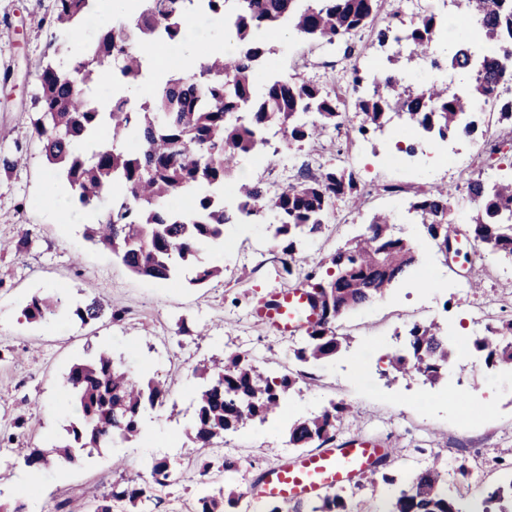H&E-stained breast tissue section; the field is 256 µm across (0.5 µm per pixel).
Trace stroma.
I'll list each match as a JSON object with an SVG mask.
<instances>
[{"label": "stroma", "instance_id": "stroma-1", "mask_svg": "<svg viewBox=\"0 0 512 512\" xmlns=\"http://www.w3.org/2000/svg\"><path fill=\"white\" fill-rule=\"evenodd\" d=\"M52 7L53 0H0V31L10 34L0 39V71L12 73L10 82L0 85V156L19 159L15 168L0 169V243L10 245L0 250V438L13 439L7 456H0V499L30 503L33 512H53L55 502L67 496L98 497L115 485L147 482L154 459L180 463L196 457L199 450L187 434L199 384L196 368L215 358L246 355L266 362L268 373H281L283 363L294 359L293 338L270 330L252 309L270 293L300 285L298 276L283 272L267 224L226 226L223 250L200 251L197 265L221 267L223 276L201 285L183 277L161 282L131 273L110 250L87 240L86 209L68 199L57 207L48 201L58 172L34 136L33 97L39 73L53 60L49 44L68 42L72 58L82 50L53 25ZM268 67L330 87L344 83L350 63L342 49L291 34L276 41ZM476 119V131L462 142L463 155L426 157L411 171L387 162L396 151L391 126L368 141L332 131L300 150L241 157L238 167L248 170L250 179L268 183L280 168L293 174L301 165H330L341 157L368 186L402 182L414 192L447 183L457 188L452 219L466 233L473 208L464 188L471 174L468 155L482 148L486 132L497 130L501 150L493 163L512 162V137L503 135L497 115L480 112ZM393 206V200L378 194L357 209L337 203L323 233L302 246V255L326 274L330 257L365 232L370 216ZM394 231L415 242L417 263L410 275L385 297L336 320L337 333L350 337L351 344L315 367L314 386L298 383L278 414L229 436L250 478L298 456L288 444V423L332 401L349 407L336 440L361 435L388 440L393 454L384 470L395 476L402 467L418 469L439 458L448 470V495L461 504L512 475V376L488 368L476 351L450 362L434 384L417 374L397 373L388 361L403 349L413 324L436 321L449 342L465 343L484 335L486 324L512 319V265L491 254L481 260H444L422 225L402 217ZM23 234L26 245L14 250ZM429 273L442 282L439 292L423 288ZM474 278L480 287L460 296L458 280ZM52 293L66 300L68 311L43 322L23 317L33 297ZM91 299L125 309L124 320L104 316L80 322L71 310ZM471 306L486 312L485 325L471 321ZM102 348L141 380L165 379L170 392L164 406L146 411L145 431L134 442L81 455L74 464L45 469L35 483H27L24 457L29 449L56 443L76 418L72 405L61 398L64 374ZM452 391L475 407L469 422H460L449 410L446 399ZM21 413L27 414L28 425L18 430L14 421ZM201 486L197 472H182L142 503L140 512H190Z\"/></svg>", "mask_w": 512, "mask_h": 512}]
</instances>
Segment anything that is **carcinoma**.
Here are the masks:
<instances>
[{"instance_id": "carcinoma-1", "label": "carcinoma", "mask_w": 512, "mask_h": 512, "mask_svg": "<svg viewBox=\"0 0 512 512\" xmlns=\"http://www.w3.org/2000/svg\"><path fill=\"white\" fill-rule=\"evenodd\" d=\"M199 1L210 15L230 16L224 27L238 50L228 58H212L197 72L173 73L157 82L150 100L140 109L125 107L127 99L112 100L103 112L87 93L102 71L119 63L123 77L135 81L142 73L143 58L131 36L154 34L178 42L183 36L187 6ZM97 0H56L55 23L67 32L78 31L82 18L94 10ZM462 23L446 52L434 49L445 25L434 13L415 25L405 23L400 0H392L386 25L373 32L381 48L406 45L409 53L386 56L388 66L366 75L358 63L350 65L347 86L354 97L330 93L303 80L261 77L268 57L275 53L269 32L286 23L294 35L326 45H345V56L354 54L351 40L374 27L380 0H142L140 10L119 27L98 30L97 40L84 44L85 51L71 64H49L42 69L33 122L42 153L71 189V199L81 208L95 207L104 194L117 190L112 206L100 222L86 231V238L112 251L132 273L170 281L207 246L224 243V226L245 218L273 217V238L282 270L293 275L294 266L306 263L298 245L320 235L336 201L361 202L365 187L352 169L321 165L317 171L302 169L295 182L272 192L261 181H240L235 201L229 205L217 196L224 183L234 180L239 158L262 151L266 130L275 125L289 145L300 147L321 138L328 130H340L348 110L359 118L358 129L367 137L382 129L388 111L401 109V135L410 141L423 132L441 139L460 132L470 134L475 123H462L474 112L476 102L497 98L500 120L512 126V94L508 83L512 63V0H454ZM433 58L438 67L463 74L469 86L456 93L448 84L422 85L414 90L395 73L401 59ZM103 129L112 136L100 138ZM139 138L131 153L122 146L124 133ZM467 190L478 204L471 216L474 240L495 252L512 257V172L487 185L478 177L467 181ZM185 196L191 213L182 215L170 201ZM452 187L432 185L419 189L408 211L419 218L429 238L441 252L456 236L450 219ZM394 211L375 213L367 232L332 255L336 275L318 277L316 268H302L303 284L319 304L321 317L306 329L295 357L304 364L319 365L350 346L339 337L334 323L344 313L382 298L395 282L409 274L415 261L414 247L393 233ZM64 308L63 299L34 298L24 309L32 321L54 318ZM104 307L94 299L72 314L87 323L101 317ZM409 355L393 354L389 364L398 372L414 371L437 382L450 356L448 336L434 321L416 324L408 331ZM512 319L489 329L474 340L487 366L512 368ZM210 376L196 398L191 438L211 452L193 459L194 469L207 476L214 469L230 470L234 455L220 452L218 441L253 422L277 413L299 378L267 375L264 367L243 356L227 361L214 359L203 367ZM69 402L80 413L67 429V439L47 448H34L25 464L35 474L43 467L64 466L86 449L103 448L116 440L132 442L142 431V414L163 405L167 384L151 378L133 379L112 356L100 352L92 360L74 363L66 378ZM347 406L330 403L320 413L301 417L288 425V444L297 448L323 445L333 439L336 423ZM171 463H152L151 481L145 487L114 488L99 499L92 512H112V501L131 507L153 497V490L170 483ZM395 487L386 512H465L448 496V472L438 459L414 473L404 483L380 470L370 483ZM238 488L198 498L195 512H230L242 498ZM348 494L338 489L316 502L282 500L267 512H347ZM472 512H512V480L486 491Z\"/></svg>"}]
</instances>
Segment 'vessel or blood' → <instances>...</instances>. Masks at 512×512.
I'll return each mask as SVG.
<instances>
[{
    "label": "vessel or blood",
    "instance_id": "b4317fda",
    "mask_svg": "<svg viewBox=\"0 0 512 512\" xmlns=\"http://www.w3.org/2000/svg\"><path fill=\"white\" fill-rule=\"evenodd\" d=\"M318 315V306L304 288L271 293L254 309L255 318L282 335L316 322ZM391 454L386 441L349 439L268 469L261 475L255 490L271 498L314 497L329 487L371 474Z\"/></svg>",
    "mask_w": 512,
    "mask_h": 512
}]
</instances>
